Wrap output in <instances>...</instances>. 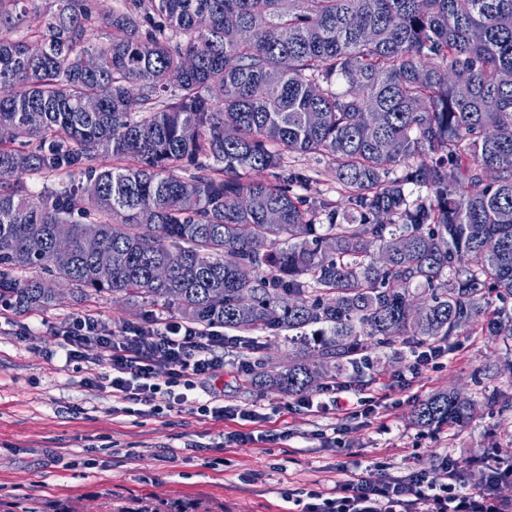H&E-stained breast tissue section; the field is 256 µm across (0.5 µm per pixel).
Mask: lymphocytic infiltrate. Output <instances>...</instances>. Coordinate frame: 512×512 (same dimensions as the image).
Returning <instances> with one entry per match:
<instances>
[{
	"mask_svg": "<svg viewBox=\"0 0 512 512\" xmlns=\"http://www.w3.org/2000/svg\"><path fill=\"white\" fill-rule=\"evenodd\" d=\"M70 360L88 347L99 349L111 376L92 373L94 385H107L113 397L150 411L190 405V393L224 367V349L232 337L176 322L128 324L115 332L91 316H81L58 330ZM448 480L429 482L416 473L406 479L368 481L351 470L336 489L314 492L302 512H512L486 485H468L457 465L447 467Z\"/></svg>",
	"mask_w": 512,
	"mask_h": 512,
	"instance_id": "lymphocytic-infiltrate-1",
	"label": "lymphocytic infiltrate"
}]
</instances>
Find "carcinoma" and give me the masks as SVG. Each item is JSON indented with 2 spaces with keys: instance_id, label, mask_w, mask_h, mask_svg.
I'll return each instance as SVG.
<instances>
[{
  "instance_id": "carcinoma-1",
  "label": "carcinoma",
  "mask_w": 512,
  "mask_h": 512,
  "mask_svg": "<svg viewBox=\"0 0 512 512\" xmlns=\"http://www.w3.org/2000/svg\"><path fill=\"white\" fill-rule=\"evenodd\" d=\"M30 2L0 0V305L59 302L44 269L204 329L298 330L312 350L287 369L247 362L250 383L290 395L374 369L363 336L415 352L472 326L512 341V0H55L18 35ZM288 153L332 159L338 199L312 204L300 173L261 178ZM93 158L86 192L15 187ZM475 410L443 391L413 417Z\"/></svg>"
}]
</instances>
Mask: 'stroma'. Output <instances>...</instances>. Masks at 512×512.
Returning a JSON list of instances; mask_svg holds the SVG:
<instances>
[{"label":"stroma","mask_w":512,"mask_h":512,"mask_svg":"<svg viewBox=\"0 0 512 512\" xmlns=\"http://www.w3.org/2000/svg\"><path fill=\"white\" fill-rule=\"evenodd\" d=\"M289 171H313L306 197L336 198L334 166L325 158L289 155ZM93 315L112 330L135 322L119 295L65 296L59 305L25 316L0 311V512H290L295 499L327 491L344 469L362 465L372 480L404 479L421 472L443 481L444 466H464L466 482L479 480L471 458L512 446V405L482 406L484 394L512 395L504 371L505 345L482 332L458 336L448 355L409 377L407 346L369 343L378 363L374 381L352 382L353 392L377 401L375 412L356 418L314 415L296 396L243 386L232 372L264 347L269 365L281 369L299 349L287 334L254 332L244 345L225 348L224 369L208 383L225 404L254 408L264 421L216 422L191 408L157 414L113 398L87 381V363L65 362L56 328ZM455 389L478 401L463 424L420 428L416 402ZM255 430L264 440L228 447L233 431Z\"/></svg>","instance_id":"stroma-1"}]
</instances>
